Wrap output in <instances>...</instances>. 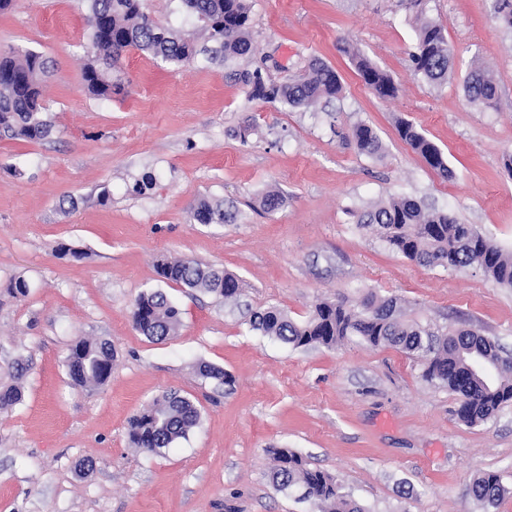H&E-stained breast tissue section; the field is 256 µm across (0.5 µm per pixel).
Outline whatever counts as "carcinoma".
Instances as JSON below:
<instances>
[{
  "label": "carcinoma",
  "instance_id": "1",
  "mask_svg": "<svg viewBox=\"0 0 512 512\" xmlns=\"http://www.w3.org/2000/svg\"><path fill=\"white\" fill-rule=\"evenodd\" d=\"M87 5L90 51L82 79L87 93L99 100L112 99L114 74L121 69L129 49H137L168 63H183L208 50L195 38L176 34L159 24L143 10V0H83ZM496 21L512 31V0H490ZM182 6L203 22L202 34L224 59L233 60L253 53L250 8L247 0H181ZM350 54L365 85L380 97H393L398 88L392 78L375 63L355 50ZM410 60L414 76L433 85L448 83L454 56L442 26L425 17L418 18L417 38ZM46 61L37 52L14 51L0 56V136L23 141L48 137L52 125L42 112V82ZM236 79L249 88V98L279 102L292 108H311L340 95L342 84L336 71L319 58L311 60L296 79L275 84L255 79V71L241 69ZM468 100L492 107L498 97L493 77L474 61L464 82ZM398 136L440 176L453 171L440 148L413 123H397ZM352 141L361 154L383 155L382 141L364 123L355 125ZM192 219L199 224H222L232 218L224 204L201 200L193 208ZM356 223L376 233L395 251L420 266H479L493 282L512 288V253H504L489 237L455 216L422 206L409 197H390L355 214ZM162 281L213 294L224 302H235L241 295L240 280L220 268L188 259L163 260L157 265ZM134 329L153 341H164L181 325L180 309L161 289L141 293L134 301ZM251 327L294 348L334 347L350 336H358L373 347H392L423 361L422 377L438 383L459 396L457 415L468 425L491 418L501 406L512 402V357L504 356L491 339L472 329L435 333L404 319L398 300L368 296L357 307L342 302L321 301L309 318L296 322L281 309L270 306L251 315ZM485 355L500 361L493 384L487 386L473 373L470 357ZM112 344L104 339L83 336L71 346L66 358L67 375L76 389L105 384L112 373ZM28 365L15 360L8 365L12 382L0 383V411L22 400L19 380ZM199 374L221 385L231 379L224 369L204 363ZM201 411L189 397L169 391L153 399L127 424L128 437L143 452L159 453L184 439L199 426ZM273 484L281 491L302 489L309 495L316 512H365L342 492L327 472L309 467L290 448L275 450ZM472 497L485 508H495L505 494L501 478L494 472L479 474L471 485Z\"/></svg>",
  "mask_w": 512,
  "mask_h": 512
}]
</instances>
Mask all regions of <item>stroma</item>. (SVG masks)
Instances as JSON below:
<instances>
[{"mask_svg": "<svg viewBox=\"0 0 512 512\" xmlns=\"http://www.w3.org/2000/svg\"><path fill=\"white\" fill-rule=\"evenodd\" d=\"M254 53L227 66L201 55L179 65L127 51L122 90L89 98L82 66L88 36L81 0H17L0 15V52L32 50L48 72L43 104L53 133L0 138V381L30 360L24 398L0 412V512H312L268 479L273 452L290 448L332 476L367 512H483L474 476L497 473L496 512H512V404L468 425L447 387L420 362L357 337L295 349L250 328L275 306L304 321L315 304L359 305L370 293L399 298L430 330L468 328L512 351V288L477 267H422L357 228L352 209L407 196L456 216L512 253V32L487 0H249ZM183 36L201 24L179 0H144ZM440 23L454 51L446 85L412 74L416 17ZM354 46L399 85L383 99L357 73ZM318 58L343 92L307 111L252 101L234 76L261 68L285 82ZM480 59L499 86L496 108L471 103L464 80ZM408 120L444 153L441 179L402 141ZM247 141L233 135L244 121ZM384 155L358 153L357 123ZM150 190L132 187L144 174ZM108 199H101V192ZM278 192L273 211L263 196ZM236 210L232 224H196L200 200ZM85 251L75 261L60 245ZM191 258L245 287L226 304L161 281L156 264ZM29 284L18 299L17 278ZM162 289L182 312L162 342L134 330L141 292ZM82 336L108 340L112 375L78 391L66 357ZM223 368L232 385L200 376ZM196 401L202 421L160 454L134 448L127 421L167 391Z\"/></svg>", "mask_w": 512, "mask_h": 512, "instance_id": "1", "label": "stroma"}]
</instances>
